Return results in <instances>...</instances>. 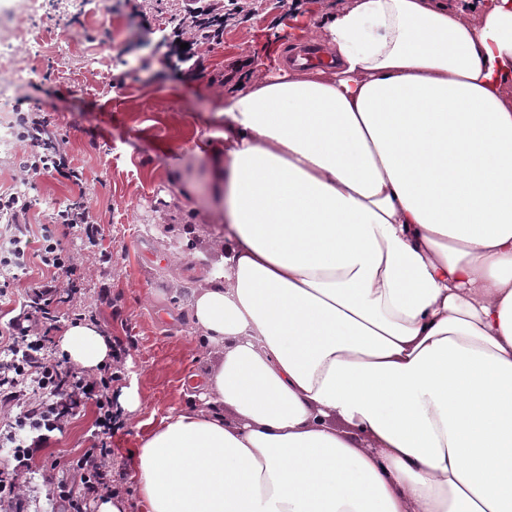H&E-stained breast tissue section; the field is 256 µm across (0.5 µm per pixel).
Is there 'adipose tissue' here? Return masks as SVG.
<instances>
[{"label": "adipose tissue", "mask_w": 512, "mask_h": 512, "mask_svg": "<svg viewBox=\"0 0 512 512\" xmlns=\"http://www.w3.org/2000/svg\"><path fill=\"white\" fill-rule=\"evenodd\" d=\"M312 37L334 65H257L201 147L222 356L134 449L141 512H512V0H348Z\"/></svg>", "instance_id": "ef3b65f1"}]
</instances>
